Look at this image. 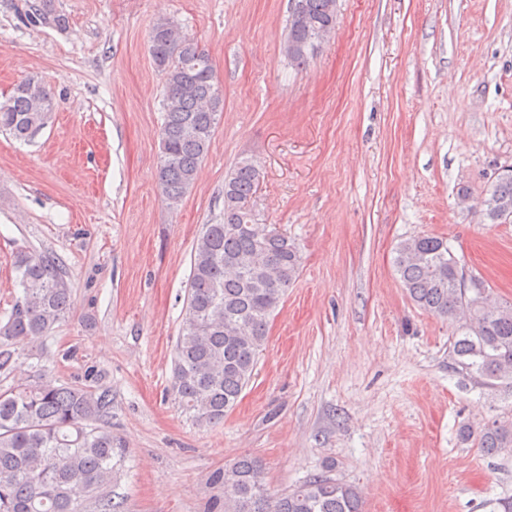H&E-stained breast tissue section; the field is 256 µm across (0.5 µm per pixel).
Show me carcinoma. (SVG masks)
Masks as SVG:
<instances>
[{
	"mask_svg": "<svg viewBox=\"0 0 512 512\" xmlns=\"http://www.w3.org/2000/svg\"><path fill=\"white\" fill-rule=\"evenodd\" d=\"M320 30L336 24V0H297ZM161 18L148 38L154 65L166 77L157 186L175 206L194 184L207 155L224 99L211 59L197 41L180 45ZM312 30L288 27V60L304 66L313 56ZM50 91L38 79L16 84L0 102V132L28 141L48 123ZM262 180L259 167L240 158L224 180V211L206 224L193 248L185 317L174 349L171 393L201 424H219L251 381L271 317L301 264L287 234L251 227L250 202ZM491 222L512 215V174L489 183L480 199ZM393 267L409 298L425 312L456 324L452 369L477 384L512 392V302L462 287L463 273L435 236L400 242ZM18 292L0 324V512H77L84 502L97 512H121L107 487L124 450L112 437V391L96 373L84 385H63L47 365L22 356L23 346L48 337L66 317L72 294L64 260L52 252L15 256ZM490 455L512 453V427L497 421L476 431ZM214 482L224 488L221 512H363L359 490L327 475L312 476L280 496L266 488L259 460L242 457L224 466Z\"/></svg>",
	"mask_w": 512,
	"mask_h": 512,
	"instance_id": "cac0c4a2",
	"label": "carcinoma"
}]
</instances>
